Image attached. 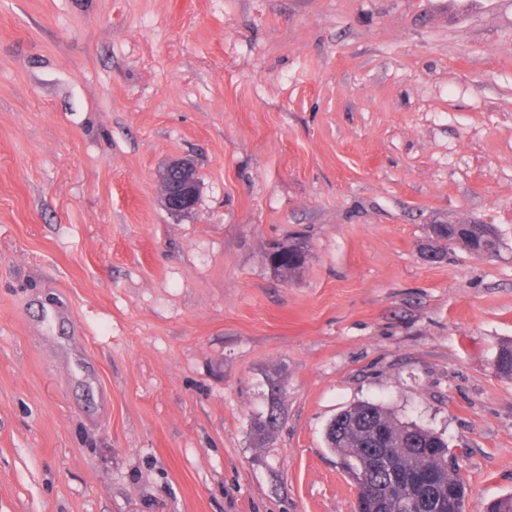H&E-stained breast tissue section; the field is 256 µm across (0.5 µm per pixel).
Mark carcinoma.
I'll list each match as a JSON object with an SVG mask.
<instances>
[{"mask_svg":"<svg viewBox=\"0 0 512 512\" xmlns=\"http://www.w3.org/2000/svg\"><path fill=\"white\" fill-rule=\"evenodd\" d=\"M487 224H433L431 232L436 234V246L440 251L461 240L472 256L492 254L499 250V237L488 235ZM277 260L274 269L284 278H291L302 268L305 256H290L286 253H270ZM499 375L512 379V345L503 347L496 358ZM281 391L271 389L267 398L268 417H259L255 422L254 435L260 442L271 439L279 426ZM328 448L338 453L351 471L360 469L365 460L373 459L379 448L392 453L394 469L402 472L420 488L432 492L435 506L424 508L410 500L406 489L397 488L388 512H448V500H465L458 490L465 489L459 474L448 469V440L443 435L413 423L400 421L395 414L380 402H362L342 410L325 429ZM371 478L372 494L366 496L368 509H377L373 493L386 484L387 473L371 467L365 469Z\"/></svg>","mask_w":512,"mask_h":512,"instance_id":"cac0c4a2","label":"carcinoma"}]
</instances>
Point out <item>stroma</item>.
<instances>
[{
  "label": "stroma",
  "mask_w": 512,
  "mask_h": 512,
  "mask_svg": "<svg viewBox=\"0 0 512 512\" xmlns=\"http://www.w3.org/2000/svg\"><path fill=\"white\" fill-rule=\"evenodd\" d=\"M432 224L501 245L431 263ZM507 342L512 0H0V512H354L324 434L361 401L481 512ZM162 201L173 214L189 213L197 204L201 181L194 163L188 159H173L158 171ZM306 255L302 256H288L287 253H275L274 249L270 253L271 262L277 259V264L274 269L284 278H291L302 268L305 263ZM281 405V391L272 388L267 398L268 418L260 416L255 422L254 435L259 442H265L271 439L276 433L279 426ZM266 416V417H267Z\"/></svg>",
  "instance_id": "stroma-1"
}]
</instances>
